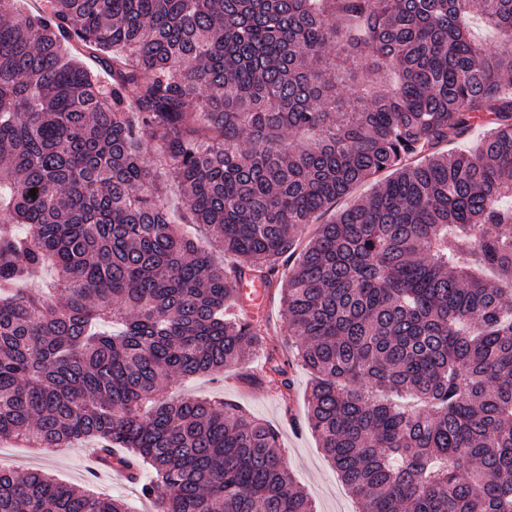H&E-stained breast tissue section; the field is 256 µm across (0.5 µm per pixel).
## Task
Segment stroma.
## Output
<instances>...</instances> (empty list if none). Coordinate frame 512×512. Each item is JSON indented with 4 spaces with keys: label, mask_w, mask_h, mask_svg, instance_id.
<instances>
[{
    "label": "stroma",
    "mask_w": 512,
    "mask_h": 512,
    "mask_svg": "<svg viewBox=\"0 0 512 512\" xmlns=\"http://www.w3.org/2000/svg\"><path fill=\"white\" fill-rule=\"evenodd\" d=\"M256 318L265 329V346L255 350L245 364L226 372L220 381L203 377L184 383L172 382L164 388V395H220L227 401L240 404L277 429L285 463L297 483L312 499L316 512H358L357 503L324 457L315 436L306 425V394L311 376L291 360L294 348L279 290L266 289L264 304ZM272 348L291 360L288 369L289 393H281L265 381L266 356ZM0 461L20 473L41 469L72 485L84 486L91 482L85 476L87 461L85 449L80 444L42 453L12 441L0 440ZM91 483L126 499L133 512H151L149 502L139 497L137 484L121 482L105 474Z\"/></svg>",
    "instance_id": "stroma-1"
}]
</instances>
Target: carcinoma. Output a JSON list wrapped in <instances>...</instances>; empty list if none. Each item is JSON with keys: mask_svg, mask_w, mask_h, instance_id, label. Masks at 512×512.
<instances>
[{"mask_svg": "<svg viewBox=\"0 0 512 512\" xmlns=\"http://www.w3.org/2000/svg\"><path fill=\"white\" fill-rule=\"evenodd\" d=\"M15 2L0 0V439L149 468L155 512H315L271 425L162 393L263 345L228 313L236 279H257L281 290L308 427L359 512H512V51L464 21L512 46V0ZM475 127V150L442 151ZM147 138L181 222L233 275L171 220ZM0 512L131 510L0 465Z\"/></svg>", "mask_w": 512, "mask_h": 512, "instance_id": "carcinoma-1", "label": "carcinoma"}]
</instances>
